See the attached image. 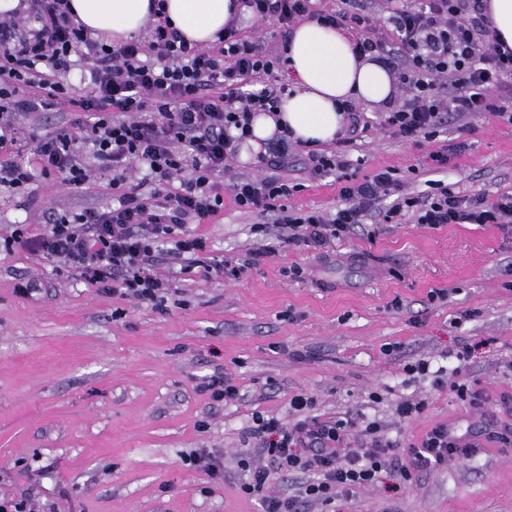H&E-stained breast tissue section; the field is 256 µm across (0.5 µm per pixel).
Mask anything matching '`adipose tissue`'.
<instances>
[{"instance_id":"1","label":"adipose tissue","mask_w":512,"mask_h":512,"mask_svg":"<svg viewBox=\"0 0 512 512\" xmlns=\"http://www.w3.org/2000/svg\"><path fill=\"white\" fill-rule=\"evenodd\" d=\"M76 23L90 38L117 42L140 34L149 19V0H68ZM173 26L195 43L216 42L239 8L237 0H164ZM286 76L292 90L276 113L254 114L252 136L240 148L247 162L286 129L295 142H332L345 125L339 102L384 106L394 99L390 71L370 57L357 56L343 31L308 19L299 23L286 46Z\"/></svg>"}]
</instances>
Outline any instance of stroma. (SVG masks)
<instances>
[{"mask_svg":"<svg viewBox=\"0 0 512 512\" xmlns=\"http://www.w3.org/2000/svg\"><path fill=\"white\" fill-rule=\"evenodd\" d=\"M367 129L344 145L351 172L396 169L415 195L437 185L463 194H512V125L472 120L433 139L403 142L364 107ZM74 119L56 106L21 118L31 163L33 137ZM467 141L442 172L424 160ZM306 149L290 163L300 192L289 206L336 211L335 175L311 177ZM109 173L73 189L56 179L24 191L0 189V229L43 231L46 209L105 208ZM274 214L256 215L225 198L223 210L191 232L207 238L215 259L236 262L268 244ZM300 268L293 277L291 268ZM43 281L40 296L16 293L19 278ZM164 308L102 292L54 262L24 250L0 254V496L55 503L56 512H263L241 489L237 463L255 413L287 418L298 393L314 414L382 421L399 446L419 443L445 423L466 434L475 416L453 383L512 396V237L495 225L435 228L406 217L368 221L338 241L329 257L279 245L238 279L205 277L196 268L173 277ZM445 292L442 301L431 291ZM471 318H464V311ZM398 354L386 355L390 344ZM474 346L467 363L456 353ZM442 369L411 376L405 365ZM221 373L241 398L217 404L199 387ZM420 400L421 414L395 413ZM197 448L224 454V477L212 481L189 460ZM340 512H512V447L482 443L468 458L395 484L389 475L339 501Z\"/></svg>","mask_w":512,"mask_h":512,"instance_id":"stroma-1","label":"stroma"}]
</instances>
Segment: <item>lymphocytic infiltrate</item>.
I'll return each mask as SVG.
<instances>
[{"mask_svg":"<svg viewBox=\"0 0 512 512\" xmlns=\"http://www.w3.org/2000/svg\"><path fill=\"white\" fill-rule=\"evenodd\" d=\"M313 2L241 0L251 20L276 19L282 34L316 17L347 30L359 54L396 58L401 94L381 117L396 136L411 142L432 137L453 114L512 124V112L493 96L503 76L512 75V49L496 41L487 0H386L394 27L390 40L360 0L319 13ZM64 3L35 0L28 13L0 18V187L21 190L44 178L78 188L95 181L98 162L112 173L113 203L104 210H47L42 233L31 236L19 226L0 234V253L22 247L62 260L103 292L159 307L172 287L156 269L159 248L187 268L239 278L243 266L210 258L206 240L186 230L218 214L228 195L242 210L275 212L276 224L287 231L284 243L319 254L365 223L386 196L393 199L384 214L388 221L407 212L431 227L493 224L512 232V194L459 196L443 186L424 197L404 196L393 169L358 179L348 174L344 154L333 149L308 150L309 171L336 174L344 207L332 214L288 207L296 185L288 175L292 146L283 135L259 156L265 176L238 174L230 183L218 182V174L230 173L253 114L274 111L287 95L289 86L279 76L283 53L246 34L235 20L211 46L188 42L164 17L162 0H155L146 37L107 45L88 39ZM79 58L92 63L91 89L77 98L65 76ZM58 105L74 112L71 126L36 138L34 164L20 163L16 115ZM455 392L476 410L478 435L512 447L511 404L490 408L484 391L463 384ZM290 406L300 415L293 426L259 414L249 433L271 465L252 463L250 449L240 452L242 489L261 498L264 512H300L312 503L331 512L337 500L374 483L383 471H397L408 481L474 449L446 424L402 448L385 439L380 421L320 418L301 394ZM298 470L311 475L298 495L271 494L276 475Z\"/></svg>","mask_w":512,"mask_h":512,"instance_id":"1","label":"lymphocytic infiltrate"}]
</instances>
